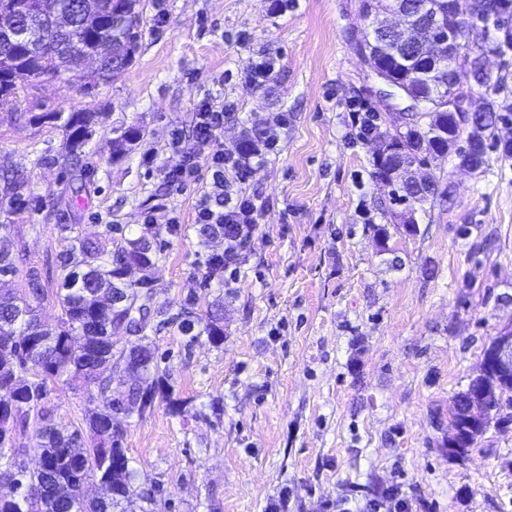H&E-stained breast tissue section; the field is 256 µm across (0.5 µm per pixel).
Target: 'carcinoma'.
<instances>
[{"label": "carcinoma", "mask_w": 512, "mask_h": 512, "mask_svg": "<svg viewBox=\"0 0 512 512\" xmlns=\"http://www.w3.org/2000/svg\"><path fill=\"white\" fill-rule=\"evenodd\" d=\"M23 0H0V32L22 23H37L57 27L56 39L66 42L70 27L80 28L76 41L69 45L67 57L49 49L40 55L26 47L12 44L0 47V111L13 110L21 92L32 90L47 79L74 80L87 96L99 87L109 85L127 70L139 48L140 15L136 10L140 0H32L30 14L19 13ZM455 10H466L479 17L489 34L471 50L475 55H495L509 63L512 53V0H452ZM419 0H361L363 15L378 16L399 5L406 15L417 14ZM115 41L116 52L103 60L98 68L83 70V55L93 51L100 39ZM375 66L387 76L402 83L407 91L427 102L426 111L414 112L404 124L405 130L395 129L381 141L374 160V175L378 179L396 181L392 201L414 212L420 205L439 194L438 181L424 186L409 183L396 173L399 164L427 166L430 160L445 153H455L458 165L474 171L485 167L487 148L492 145L512 157V140H498V123L509 115L495 110L501 79L477 77L471 87L486 100L484 111L471 124L458 125L448 117L444 107L446 91L440 85L438 71L425 62H407L397 57L389 47L371 48ZM99 113L89 110L63 116L60 111H48L37 120L63 122L70 153H76L92 137ZM466 136V147L456 144ZM140 138V133L128 130L113 139L114 151L121 153ZM127 246L112 251L94 241L71 238L64 270L55 301L62 311L61 325L55 330L42 328L35 319V309L45 300V288L37 273L28 275L22 295L0 296V383L14 388L15 402L0 401V475L13 468L20 449L16 448L17 432L33 424V448L40 451L44 467L23 474L22 490L12 498H0V512H127L121 504L134 495L133 470L122 448L121 430L112 427L114 415L123 411L142 416L151 411L161 384L151 374L154 351L149 337H139V343L120 351L135 378L126 390L114 389L111 382L99 377L100 355L112 352L108 323L97 314L100 293L115 291L125 302L114 311V320H129L141 332L145 323L131 317L141 290L150 287L147 278L139 282L126 280L128 266L149 268L150 242L141 235L126 240ZM13 243L0 236V274L15 273L11 259ZM79 254L87 269L70 266L71 257ZM87 388L93 386L104 397L91 409L88 422L93 431L92 441L84 439L81 430L63 434L51 424V415L44 400L48 384ZM106 478L112 483V496L106 500L90 499L83 485L90 480Z\"/></svg>", "instance_id": "carcinoma-1"}]
</instances>
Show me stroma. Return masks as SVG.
<instances>
[{"mask_svg":"<svg viewBox=\"0 0 512 512\" xmlns=\"http://www.w3.org/2000/svg\"><path fill=\"white\" fill-rule=\"evenodd\" d=\"M360 0H140L132 65L96 97L53 80L0 112V228L14 242L18 291L37 269L49 296L37 312L61 318L52 295L67 235L105 244L146 233L153 265L146 328L112 326L115 350L149 336L162 389L153 410L119 415L135 469L133 512H364L396 490L405 512H512V423L491 426L465 455L448 448L456 395L483 352L512 323V158L488 153L483 172L435 158L428 175L451 199L416 208L408 233L374 177L378 148L355 111L382 131L401 124L359 55ZM275 65L250 80L260 57ZM223 109L215 136L234 156L244 131L285 130L265 163L229 192L260 215L233 275L206 262L222 235L195 224L217 204L195 138L200 102ZM102 117L78 160L49 110ZM134 129L123 156L112 141ZM195 167L199 180L167 174ZM152 224H145V216ZM215 323L189 341L182 319ZM62 432L87 430L86 390L51 386Z\"/></svg>","mask_w":512,"mask_h":512,"instance_id":"obj_1","label":"stroma"}]
</instances>
